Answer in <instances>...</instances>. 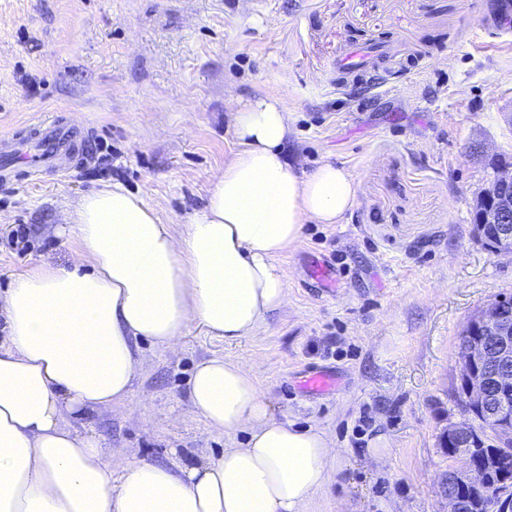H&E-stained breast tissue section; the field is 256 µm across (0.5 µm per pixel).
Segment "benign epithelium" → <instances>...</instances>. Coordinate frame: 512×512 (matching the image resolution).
I'll list each match as a JSON object with an SVG mask.
<instances>
[{"instance_id": "obj_1", "label": "benign epithelium", "mask_w": 512, "mask_h": 512, "mask_svg": "<svg viewBox=\"0 0 512 512\" xmlns=\"http://www.w3.org/2000/svg\"><path fill=\"white\" fill-rule=\"evenodd\" d=\"M478 237L495 256L512 257V164L496 167L476 199ZM459 396L467 420L448 424L443 434L453 457L463 461L442 479L448 512H475L464 490L479 483L496 463L478 458L481 441L492 434L503 450L512 448V298L499 295L472 316L461 332ZM494 512H512V479L492 486Z\"/></svg>"}]
</instances>
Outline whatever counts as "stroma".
Instances as JSON below:
<instances>
[{
  "mask_svg": "<svg viewBox=\"0 0 512 512\" xmlns=\"http://www.w3.org/2000/svg\"><path fill=\"white\" fill-rule=\"evenodd\" d=\"M512 0H0V136L57 113L77 133L60 172L0 180V292L78 243L68 205L109 182L140 193L183 231L238 149L231 114L278 98L288 159L346 167L357 201L339 224L305 225L280 259L288 307L227 341L192 325L176 352L137 341L132 409L72 418L128 462L174 469L220 455L227 438L188 400L202 361L249 367L274 418L326 427L340 453L306 512H447L453 461L442 433L463 421L460 333L512 295V258L474 230L472 203L512 162V31L490 24ZM388 50L362 75L337 66ZM25 225V249L12 241ZM330 262L341 288L309 272ZM313 368L341 376L331 396L290 385Z\"/></svg>",
  "mask_w": 512,
  "mask_h": 512,
  "instance_id": "35a3bbf8",
  "label": "stroma"
}]
</instances>
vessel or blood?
Here are the masks:
<instances>
[{"instance_id":"obj_1","label":"vessel or blood","mask_w":512,"mask_h":512,"mask_svg":"<svg viewBox=\"0 0 512 512\" xmlns=\"http://www.w3.org/2000/svg\"><path fill=\"white\" fill-rule=\"evenodd\" d=\"M72 133L71 126L52 116L0 139V158L5 161L0 167V177H11L15 164L20 161L54 164L57 151L70 140ZM337 382L334 371L313 369L301 376L298 388L308 396L327 395L335 391Z\"/></svg>"}]
</instances>
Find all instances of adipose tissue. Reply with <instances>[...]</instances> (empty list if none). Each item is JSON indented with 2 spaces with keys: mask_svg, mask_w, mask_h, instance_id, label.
Wrapping results in <instances>:
<instances>
[{
  "mask_svg": "<svg viewBox=\"0 0 512 512\" xmlns=\"http://www.w3.org/2000/svg\"><path fill=\"white\" fill-rule=\"evenodd\" d=\"M240 146L182 233L115 183L64 215L80 246L70 267L44 261L0 295V512H305L338 466L329 431L268 411L251 371L222 358L189 381L193 411L238 445L173 471L145 462L112 477V458L70 426L127 405L142 368L134 343L173 352L192 324L233 341L288 305L280 257L304 225L338 224L357 183L327 162L310 173L283 155L290 116L274 98L233 112Z\"/></svg>",
  "mask_w": 512,
  "mask_h": 512,
  "instance_id": "ef3b65f1",
  "label": "adipose tissue"
}]
</instances>
